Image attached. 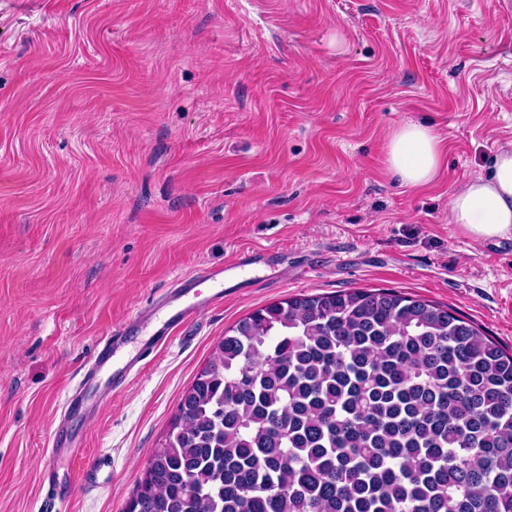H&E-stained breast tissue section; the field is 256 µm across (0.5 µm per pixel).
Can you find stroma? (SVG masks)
<instances>
[{
    "mask_svg": "<svg viewBox=\"0 0 512 512\" xmlns=\"http://www.w3.org/2000/svg\"><path fill=\"white\" fill-rule=\"evenodd\" d=\"M408 122L446 145L419 189L387 165ZM510 141L500 0H0V512H122L225 331L287 297L396 289L512 349V237L448 221ZM215 267L223 305L81 421L108 465L51 497L98 340Z\"/></svg>",
    "mask_w": 512,
    "mask_h": 512,
    "instance_id": "stroma-1",
    "label": "stroma"
}]
</instances>
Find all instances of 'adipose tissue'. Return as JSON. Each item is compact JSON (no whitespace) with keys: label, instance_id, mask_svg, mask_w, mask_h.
Returning <instances> with one entry per match:
<instances>
[{"label":"adipose tissue","instance_id":"1","mask_svg":"<svg viewBox=\"0 0 512 512\" xmlns=\"http://www.w3.org/2000/svg\"><path fill=\"white\" fill-rule=\"evenodd\" d=\"M387 148L390 171L410 189L436 179L445 153L440 135L422 123L394 129ZM449 221L476 241L512 236V143L499 147L488 173L451 197Z\"/></svg>","mask_w":512,"mask_h":512}]
</instances>
